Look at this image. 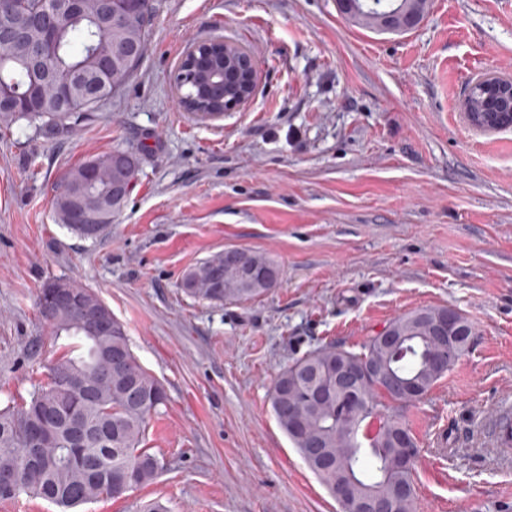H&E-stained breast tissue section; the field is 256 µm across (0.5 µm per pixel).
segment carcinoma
I'll use <instances>...</instances> for the list:
<instances>
[{"instance_id":"cac0c4a2","label":"carcinoma","mask_w":512,"mask_h":512,"mask_svg":"<svg viewBox=\"0 0 512 512\" xmlns=\"http://www.w3.org/2000/svg\"><path fill=\"white\" fill-rule=\"evenodd\" d=\"M59 0H9L13 10L23 15H39L56 11ZM401 3L395 15L385 14L382 0H347L343 14L363 21L371 28L407 31L411 23L424 18L427 0H389L388 9ZM115 16L106 13L100 0H81L77 9L58 25L53 24L56 53L51 67L41 71L31 65L33 49L46 43V31L34 25L20 42L0 47V88L4 97L21 103L18 108L0 109V122L14 124L24 120L44 136L68 132L89 120L98 104L117 93L133 75L145 51L148 27L154 13L153 0H117L112 5ZM111 62L115 83L112 89L88 104L81 100L62 103L60 84L74 71L91 73L101 61ZM211 65L210 99L200 97L198 67ZM233 67L224 60L200 51L196 65L182 61L177 78L183 96L202 104L207 112H219L224 106V81L232 80ZM123 173L114 164L116 152L92 157L71 168L64 175L61 189L54 198L59 219L73 235L82 239L78 225L69 223V186L90 181L86 205L98 207L103 193L121 176L133 182L138 158L126 153ZM129 191L112 196V206L100 219L99 232L92 240L104 238L119 215ZM250 263L268 269L273 279L260 288L242 287L238 264L224 260L217 252L186 272L183 292L194 299L214 305L255 299L276 285L278 266L266 255L243 250ZM79 297L81 308L61 307L50 319H43L54 336H67L74 342L60 357L48 365L47 382L39 386L30 399L0 408V472L12 473L11 489L0 487V500L14 499L21 494L44 499L61 512L100 497H121L127 492L151 483L161 465L147 449L139 447L152 415L165 405L166 394L161 382L142 367L133 355L122 323L112 320V331L92 326L86 315L106 308L92 290L75 282L55 279ZM448 312L446 307H426L403 314L388 323L397 335L407 337L401 345L384 348L377 337H370L358 352L334 343L318 347L292 360L277 376L271 406L276 419L298 452L310 441L321 444L323 463L311 471L327 487L339 479L354 481L362 496L391 498L400 486L409 488L399 502V512H416V465L402 466L397 449L388 444L393 431H402L413 448L418 443L408 424L384 403L400 401L397 393L383 387L373 378L366 379L356 392V406L340 395L330 403L303 405L301 376L304 372L324 368L340 358L350 365L379 360L394 374L412 380L429 393L444 373L428 368V360L441 350L419 321L432 322ZM462 346L454 353L450 365L469 350L474 326L464 315ZM69 368L89 389L85 395L75 392L74 412L86 429L87 441L77 443L73 426L57 414L60 399L53 379L56 366ZM402 402V401H400ZM402 405H409L403 401ZM306 410L307 420L299 433L288 427V410Z\"/></svg>"}]
</instances>
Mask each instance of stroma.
Masks as SVG:
<instances>
[{
	"label": "stroma",
	"mask_w": 512,
	"mask_h": 512,
	"mask_svg": "<svg viewBox=\"0 0 512 512\" xmlns=\"http://www.w3.org/2000/svg\"><path fill=\"white\" fill-rule=\"evenodd\" d=\"M216 37L252 55L257 84L247 110L201 122L174 78ZM485 73L512 76V0H428L398 35L336 0H155L137 72L88 123L54 139L0 124V406L28 400L62 352L36 313L51 278L104 301L167 396L142 443L154 481L80 512H341L279 427L274 380L430 306L475 335L402 411L417 512H512V464L481 428L512 403V129L461 112ZM116 149L139 158L133 188L106 237L80 239L54 197ZM228 247L272 259L277 284L221 306L186 296L184 273Z\"/></svg>",
	"instance_id": "35a3bbf8"
}]
</instances>
